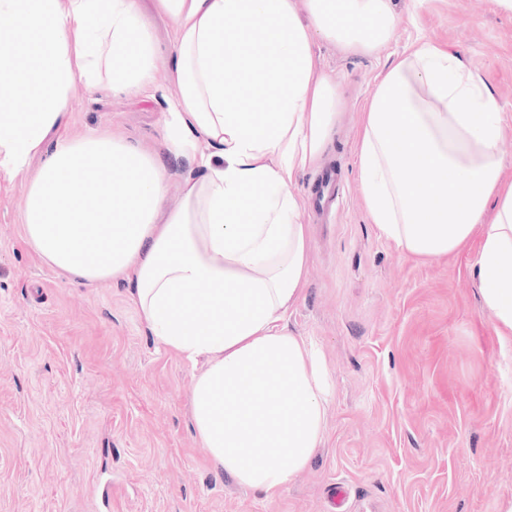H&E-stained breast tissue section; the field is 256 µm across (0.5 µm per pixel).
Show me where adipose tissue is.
<instances>
[{
  "label": "adipose tissue",
  "mask_w": 512,
  "mask_h": 512,
  "mask_svg": "<svg viewBox=\"0 0 512 512\" xmlns=\"http://www.w3.org/2000/svg\"><path fill=\"white\" fill-rule=\"evenodd\" d=\"M173 25L157 73L139 0H0V178L34 157L25 242L85 283L125 284L146 332L202 362L193 429L218 470L274 497L323 444L332 389L321 350L288 328L310 260L306 199L291 189L320 161L337 83L316 40L372 53L399 22L393 0H153ZM117 94L179 93L168 153L197 169L165 206L155 153L106 133L64 134L74 80ZM502 114L483 78L421 40L376 77L357 133L369 217L407 254L439 259L478 242L483 302L512 341V182Z\"/></svg>",
  "instance_id": "obj_1"
}]
</instances>
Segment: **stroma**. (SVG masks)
<instances>
[{
	"mask_svg": "<svg viewBox=\"0 0 512 512\" xmlns=\"http://www.w3.org/2000/svg\"><path fill=\"white\" fill-rule=\"evenodd\" d=\"M393 41L368 55L324 40L316 64L342 97L318 168L294 191L312 238L288 326L316 342L335 384L327 434L273 499L207 461L189 417L197 369L148 336L125 286L43 264L22 236L28 176L0 184V512H501L512 501V346H502L468 261L420 260L372 224L356 132L394 53L429 39L484 79L502 110L512 181V14L495 0H394ZM177 88L136 97L71 87L69 130L157 149ZM335 167L332 216L316 205Z\"/></svg>",
	"mask_w": 512,
	"mask_h": 512,
	"instance_id": "1",
	"label": "stroma"
}]
</instances>
